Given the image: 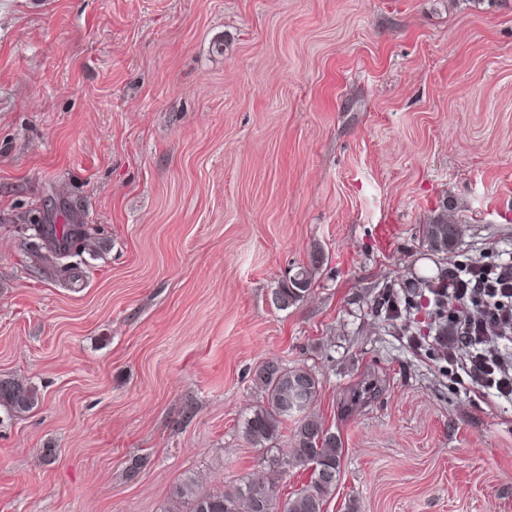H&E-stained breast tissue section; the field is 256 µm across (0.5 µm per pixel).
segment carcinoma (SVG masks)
Returning a JSON list of instances; mask_svg holds the SVG:
<instances>
[{"mask_svg":"<svg viewBox=\"0 0 512 512\" xmlns=\"http://www.w3.org/2000/svg\"><path fill=\"white\" fill-rule=\"evenodd\" d=\"M39 236L53 240V250L68 252L76 247L84 234L83 225L68 224L62 230L56 226L38 227ZM422 244L427 250L446 254L453 251L461 235L460 225L448 221L443 214L419 229ZM323 263V255L314 252L308 264L284 280L276 289L274 305L286 310L309 291L313 271ZM422 294L411 292L404 298L403 308H398L391 298H384L389 307L388 318L403 323L404 329L411 327L412 312L421 307ZM257 378L262 384L263 401L245 421L244 433L254 445L274 448L280 436L284 420L295 415L291 406L303 402L308 408L317 399L320 380L311 370L300 366H283L268 362L263 365ZM39 389L29 382L15 379H0V410L9 416L33 409L40 401ZM344 448L341 439L327 428L322 418L308 413L294 427L292 440L285 456L272 459V463L289 467L309 466L310 480L294 492L285 504L277 500L276 486L260 481L244 480L229 490L203 488L190 478L175 486L169 507L165 512H241L255 509L256 504L269 501L272 512H325L329 496L336 491Z\"/></svg>","mask_w":512,"mask_h":512,"instance_id":"carcinoma-1","label":"carcinoma"}]
</instances>
